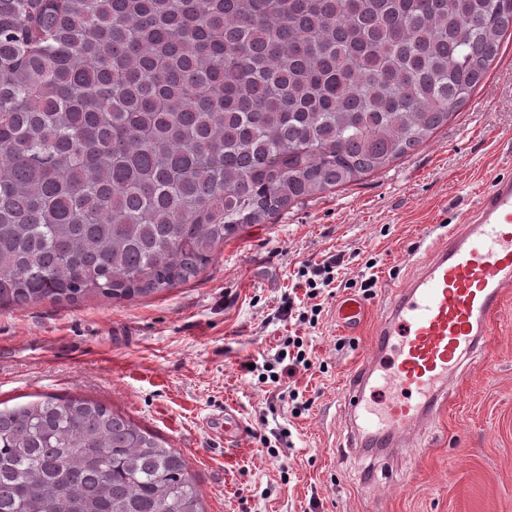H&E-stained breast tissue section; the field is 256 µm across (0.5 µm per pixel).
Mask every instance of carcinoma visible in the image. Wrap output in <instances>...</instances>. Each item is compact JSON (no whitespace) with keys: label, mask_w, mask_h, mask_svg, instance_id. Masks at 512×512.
Here are the masks:
<instances>
[{"label":"carcinoma","mask_w":512,"mask_h":512,"mask_svg":"<svg viewBox=\"0 0 512 512\" xmlns=\"http://www.w3.org/2000/svg\"><path fill=\"white\" fill-rule=\"evenodd\" d=\"M512 0H0V307L131 300L423 145ZM0 512H205L91 399L0 408Z\"/></svg>","instance_id":"obj_1"}]
</instances>
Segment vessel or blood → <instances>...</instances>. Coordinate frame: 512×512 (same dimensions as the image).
I'll return each mask as SVG.
<instances>
[{
    "label": "vessel or blood",
    "mask_w": 512,
    "mask_h": 512,
    "mask_svg": "<svg viewBox=\"0 0 512 512\" xmlns=\"http://www.w3.org/2000/svg\"><path fill=\"white\" fill-rule=\"evenodd\" d=\"M511 285L512 176L493 174L463 223L393 293L372 353L343 392L364 440L387 447L435 417L451 384L479 354ZM365 313L359 297L336 303V318L347 328H356Z\"/></svg>",
    "instance_id": "b4317fda"
}]
</instances>
